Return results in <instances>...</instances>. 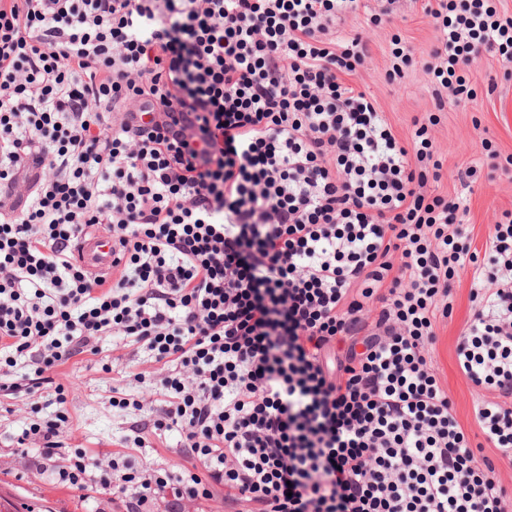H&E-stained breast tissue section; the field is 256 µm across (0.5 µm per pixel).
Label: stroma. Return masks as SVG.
I'll use <instances>...</instances> for the list:
<instances>
[{
    "instance_id": "1",
    "label": "stroma",
    "mask_w": 512,
    "mask_h": 512,
    "mask_svg": "<svg viewBox=\"0 0 512 512\" xmlns=\"http://www.w3.org/2000/svg\"><path fill=\"white\" fill-rule=\"evenodd\" d=\"M381 6V0H361L359 11L347 16L338 29L342 35H358L368 42L370 57L354 76L353 83L377 100L396 137L406 142L413 133L414 120L435 112L434 102L418 67L408 68L401 79H388L389 31L370 21ZM398 8L401 16L397 25L402 39L412 48L416 59L427 58L434 43V31L422 4L400 0ZM503 71L496 56L484 54L471 68L474 88L471 100L439 113L440 122L434 128V136L443 161L444 178L436 188L437 193L454 196L463 192L455 174L480 157L483 140L492 141L502 155H512V80H503ZM466 195L469 243L472 251L481 254L485 251L490 224L503 212L512 211V171L482 168L471 193ZM471 282V269L457 271L453 311L451 316L439 321L431 355L472 445L482 447L484 455L497 460L502 479L512 486V465L501 459L496 448L486 444L474 419V407L481 392L462 374L457 361V341L473 313ZM100 346L98 353L77 355L52 374L55 383L65 389L66 403L62 407L71 423L67 447L83 448L99 455H120L135 468L145 463H156L174 471L186 466L177 432L158 434L147 428L142 433L145 447H131L126 437L142 415L115 408L110 402L115 395L145 397L158 370L157 364L146 351L119 336L103 337ZM58 407L44 397L33 406L0 396V448L10 446L14 437L37 419L54 416ZM101 497V492L94 489L88 495H81L66 484L40 476L33 468L20 471L15 458L0 459V500L13 502L20 512H89L93 501Z\"/></svg>"
}]
</instances>
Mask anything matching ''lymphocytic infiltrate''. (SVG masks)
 Wrapping results in <instances>:
<instances>
[{
	"mask_svg": "<svg viewBox=\"0 0 512 512\" xmlns=\"http://www.w3.org/2000/svg\"><path fill=\"white\" fill-rule=\"evenodd\" d=\"M499 5L426 0L436 111L405 146L351 82L361 0H0V394L65 403L53 370L124 337L199 467L65 455L64 412L13 456L112 512H204L216 486L232 512H512L430 355L472 268L458 365L512 463V213L471 253L432 134L481 52L512 64ZM24 167L48 175L18 203ZM93 224L115 279L73 257Z\"/></svg>",
	"mask_w": 512,
	"mask_h": 512,
	"instance_id": "obj_1",
	"label": "lymphocytic infiltrate"
}]
</instances>
